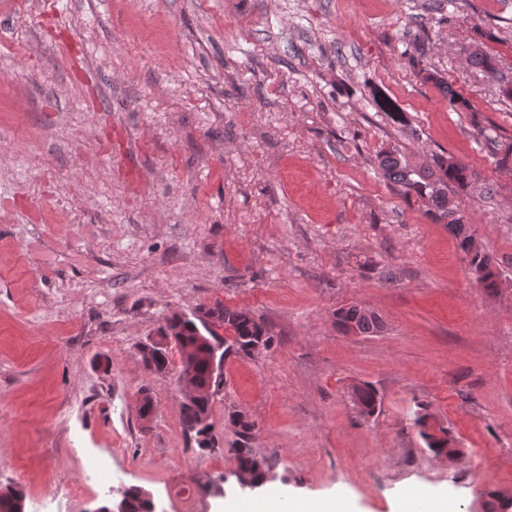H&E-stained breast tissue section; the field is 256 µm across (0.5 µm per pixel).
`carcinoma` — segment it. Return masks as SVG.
Listing matches in <instances>:
<instances>
[{"instance_id":"1","label":"carcinoma","mask_w":512,"mask_h":512,"mask_svg":"<svg viewBox=\"0 0 512 512\" xmlns=\"http://www.w3.org/2000/svg\"><path fill=\"white\" fill-rule=\"evenodd\" d=\"M469 64L491 81L498 91L499 97L512 100V79L504 76L499 69L497 54L487 47L476 43L468 54ZM419 74L426 82L439 86L448 95V105L456 112L472 114L474 137L478 146L485 150L500 169L512 167V137L500 132L493 124L484 121L474 111L469 100L448 88V81L436 70L426 65H419ZM384 178L395 185L398 192L406 197L414 196L425 203V213L437 224H447L456 233L458 246L466 256L468 265L476 276L480 287L488 292L499 288L500 273L491 257L476 243L474 234L468 230V221L463 214L458 196L466 195L481 199L492 198L491 188L469 164L444 154L435 155L432 162L422 165L411 164L407 157L397 149L385 151L378 160ZM216 322L206 332L209 352L200 353L196 359L197 376L208 383L211 379L210 357L217 352L225 358L232 354H249L253 345L272 342V336L266 326L254 319L249 312L230 308L220 303L215 304ZM181 320L184 336V347H195L198 334V322L189 317L181 319V313L174 312L166 317L168 321ZM336 323L341 330H347L353 324L363 336H372L383 329V321L377 314H366L356 304L340 308L336 312ZM144 368L150 373H163L170 364L169 354L152 356L142 360ZM352 398L358 400L366 408V415L375 413L379 405L378 392L370 384H359L355 387ZM212 399L202 404L182 405L181 425L186 434L194 440L202 452H213L216 447L208 442H216L212 426L198 427L201 415L211 409ZM428 409L421 406L415 412L414 425L418 428L420 438L426 448L436 456L448 455V438L438 437L425 431V419ZM228 420L236 429L237 442L234 448L237 465L249 470L256 488L263 487L271 479V468L264 458L257 457L251 442L255 434V422L250 417H243L237 411L228 413ZM129 512H151V503L137 487L123 491ZM24 495L23 490L6 487L0 490V512H15L17 497ZM485 512H506L508 502L501 493L488 490L484 493Z\"/></svg>"}]
</instances>
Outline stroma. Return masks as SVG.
Instances as JSON below:
<instances>
[{"instance_id": "35a3bbf8", "label": "stroma", "mask_w": 512, "mask_h": 512, "mask_svg": "<svg viewBox=\"0 0 512 512\" xmlns=\"http://www.w3.org/2000/svg\"><path fill=\"white\" fill-rule=\"evenodd\" d=\"M478 41L512 78V0H0V488L21 487L26 512H96L111 491L74 505L60 489L99 457L158 512H218L243 495L240 410L275 476L257 499L391 512L422 493L468 512L512 493V169L413 65L511 136L512 100L467 62ZM393 147L454 156L495 189L460 206L497 292L378 172ZM217 302L274 343L225 359L220 446L203 453L180 422L179 356L152 374L138 346L165 315ZM358 302L377 335L337 328ZM355 383L377 389L372 417ZM420 403L462 460L426 448ZM296 512H350L353 511L346 506L342 500L336 499H319L316 501L307 499H298Z\"/></svg>"}]
</instances>
